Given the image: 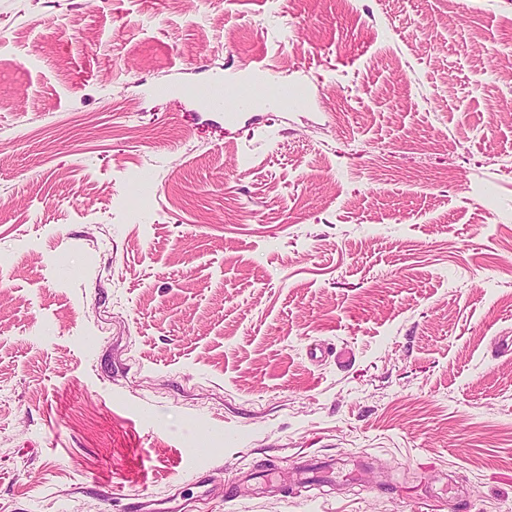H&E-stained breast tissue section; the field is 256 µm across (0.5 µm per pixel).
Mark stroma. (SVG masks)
<instances>
[{"mask_svg": "<svg viewBox=\"0 0 512 512\" xmlns=\"http://www.w3.org/2000/svg\"><path fill=\"white\" fill-rule=\"evenodd\" d=\"M511 70L512 0H0V512H512ZM252 62L254 64L247 71L249 79L234 83H205L195 88V97L205 104L225 111L239 109L251 103L262 94V80L269 76L268 67L262 64L259 58ZM308 88L303 84L279 83L272 98L284 107L307 99Z\"/></svg>", "mask_w": 512, "mask_h": 512, "instance_id": "35a3bbf8", "label": "stroma"}]
</instances>
